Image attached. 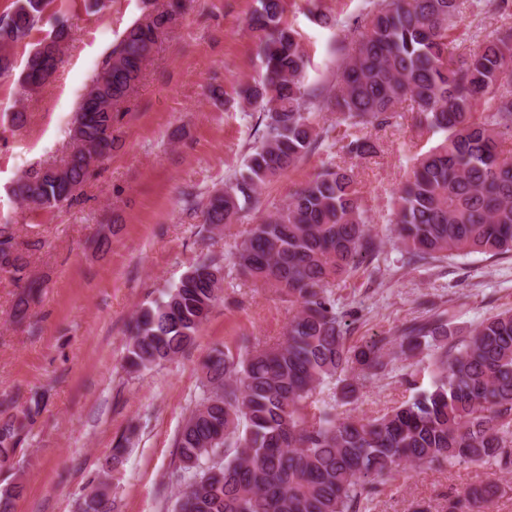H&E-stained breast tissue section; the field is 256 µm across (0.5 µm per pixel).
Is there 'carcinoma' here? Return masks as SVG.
<instances>
[{
    "mask_svg": "<svg viewBox=\"0 0 512 512\" xmlns=\"http://www.w3.org/2000/svg\"><path fill=\"white\" fill-rule=\"evenodd\" d=\"M52 0H13L0 16V75L14 68ZM468 6L506 23L468 36L469 57H455V22ZM285 0H258L248 26L256 33L260 81L240 89L245 112L259 113L262 133L242 170L203 208L206 230L233 224L259 202L263 186L320 146L329 160L265 220L250 227L231 258L240 274L286 297L293 314L282 339L244 340L239 353L215 348L204 369L206 391L179 430L168 485L173 512H366L378 479L409 464L467 462L512 471V310L476 324L467 335L449 311L401 330L399 355H425L431 388L374 418L339 417L318 398L337 379L345 403L389 365L388 342H346V313L329 284L379 251L354 169L343 157L378 152L374 132L396 123L412 102L419 126L443 139L416 157L395 192L390 232L410 259L450 255L512 256V0H366L352 28L336 34L335 83L306 84L310 59L284 21ZM176 11L129 25L83 96L70 130L73 150L59 166L20 176L12 195L27 209L59 210L75 199L96 165L112 152L116 125L159 38ZM70 37L65 21L29 51L20 86L37 91L56 72ZM334 101L325 126L315 108ZM0 274L22 291L14 317H26L43 283L27 272L12 225L0 224ZM224 285V264L197 262L166 294L141 309L129 328L126 366L147 369L194 343ZM39 400L0 418V462L8 461L32 424ZM131 437L105 460L103 477L84 494L80 512H113L112 472ZM501 490L492 478L449 497L446 512H485ZM25 484L0 487V512H14Z\"/></svg>",
    "mask_w": 512,
    "mask_h": 512,
    "instance_id": "cac0c4a2",
    "label": "carcinoma"
}]
</instances>
